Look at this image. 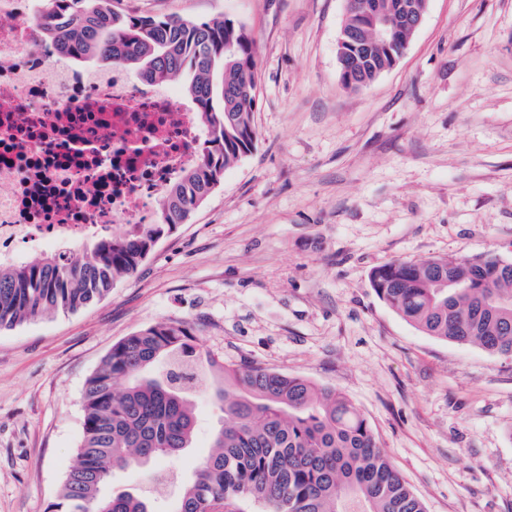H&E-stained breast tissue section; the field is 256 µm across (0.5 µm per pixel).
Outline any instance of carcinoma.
Returning <instances> with one entry per match:
<instances>
[{
    "instance_id": "carcinoma-1",
    "label": "carcinoma",
    "mask_w": 512,
    "mask_h": 512,
    "mask_svg": "<svg viewBox=\"0 0 512 512\" xmlns=\"http://www.w3.org/2000/svg\"><path fill=\"white\" fill-rule=\"evenodd\" d=\"M33 22L65 59L135 66L163 84L188 80L203 137L200 164L161 191L157 223L95 238L80 257L64 243L52 254L0 263V328L75 312L133 276L156 240L188 221L256 140L255 42L235 21L126 15L112 0H38ZM343 29L370 36L349 8ZM392 53L372 48L373 65L391 66ZM370 281L419 331L512 357V260L395 261L373 268ZM191 341L185 326L159 322L112 346L85 382L81 443L49 512H155L144 493L108 495L104 487L117 467L192 447L196 385L184 380L187 367L219 368L224 383L215 397L224 418L173 512H240L243 501L268 512H424L344 396L261 366L219 367Z\"/></svg>"
}]
</instances>
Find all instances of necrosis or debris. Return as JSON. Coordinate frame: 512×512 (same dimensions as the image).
Here are the masks:
<instances>
[{
    "label": "necrosis or debris",
    "instance_id": "obj_1",
    "mask_svg": "<svg viewBox=\"0 0 512 512\" xmlns=\"http://www.w3.org/2000/svg\"><path fill=\"white\" fill-rule=\"evenodd\" d=\"M31 0H0V260L51 241L152 224L157 194L196 166L193 103L119 67L61 66L29 21Z\"/></svg>",
    "mask_w": 512,
    "mask_h": 512
}]
</instances>
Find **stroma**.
Listing matches in <instances>:
<instances>
[{"mask_svg":"<svg viewBox=\"0 0 512 512\" xmlns=\"http://www.w3.org/2000/svg\"><path fill=\"white\" fill-rule=\"evenodd\" d=\"M116 11L217 17L257 48L258 140L133 277L75 313L0 329V512H48L82 438V392L112 346L183 323L225 365L345 395L425 512H512V359L420 332L371 270L437 256L512 260V0H429L373 84L340 80L344 0H112ZM194 397V445L115 471L176 497L219 421Z\"/></svg>","mask_w":512,"mask_h":512,"instance_id":"1","label":"stroma"}]
</instances>
